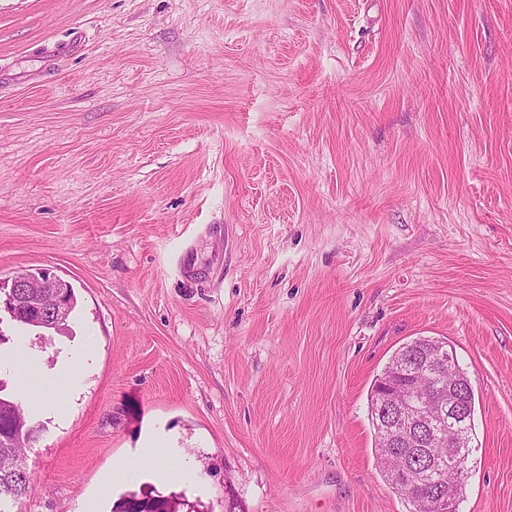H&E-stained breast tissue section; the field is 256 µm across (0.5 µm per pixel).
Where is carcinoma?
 Here are the masks:
<instances>
[{"instance_id":"1","label":"carcinoma","mask_w":512,"mask_h":512,"mask_svg":"<svg viewBox=\"0 0 512 512\" xmlns=\"http://www.w3.org/2000/svg\"><path fill=\"white\" fill-rule=\"evenodd\" d=\"M435 342L433 337H419L400 347L374 381L368 399V415L383 476L412 505L409 512H416L414 506L419 503L428 505L437 486L448 484V458L433 468H424L418 475H409L404 481L394 477L395 468L408 467L410 463L396 456L394 449L386 444L377 393L381 383L393 373L395 364L419 356ZM42 430L41 424L32 420L18 399L0 396V512H14V506L28 496L30 472L26 450L39 440ZM114 512H177V504L159 495L141 498L133 495L117 503Z\"/></svg>"}]
</instances>
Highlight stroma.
Listing matches in <instances>:
<instances>
[{
  "label": "stroma",
  "instance_id": "obj_1",
  "mask_svg": "<svg viewBox=\"0 0 512 512\" xmlns=\"http://www.w3.org/2000/svg\"><path fill=\"white\" fill-rule=\"evenodd\" d=\"M66 329L21 512H409L368 394L447 339L475 394L459 512H512V0H0V276ZM146 467L103 478L152 436ZM30 288H39V291L33 292ZM69 288L72 305L68 316L69 305L66 298ZM3 289H8V299L14 305L36 313L34 323L37 326H46L48 323L56 325L64 322L67 316L68 321L77 304L72 286L48 269H43L37 274L18 272L9 280L0 279V292ZM43 297L52 299L51 309L45 306ZM48 311L52 314L49 315ZM84 367V358L79 355H75L67 360H61L48 381H52L54 385L63 383L66 387L70 386L72 391H75L77 379L84 370ZM177 504L163 496H143L141 498L135 495L123 499L116 504L113 512H177Z\"/></svg>",
  "mask_w": 512,
  "mask_h": 512
}]
</instances>
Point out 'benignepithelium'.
<instances>
[{
	"label": "benign epithelium",
	"instance_id": "7a95c632",
	"mask_svg": "<svg viewBox=\"0 0 512 512\" xmlns=\"http://www.w3.org/2000/svg\"><path fill=\"white\" fill-rule=\"evenodd\" d=\"M71 285L48 269L39 273L18 272L9 280L0 279V291L7 290L8 299L16 306L34 313L36 325H56L66 320L69 305L67 293ZM431 363L441 370L456 363V353L447 341L434 345ZM473 389L469 381L457 378L448 384V393L431 390L419 406L405 401L406 391L396 384H386L382 399L387 406L386 435L395 447L415 443L425 436L440 448H448L450 480L462 489L471 470V456L464 449L471 447L468 426ZM433 512H457V496L438 490L431 503Z\"/></svg>",
	"mask_w": 512,
	"mask_h": 512
}]
</instances>
